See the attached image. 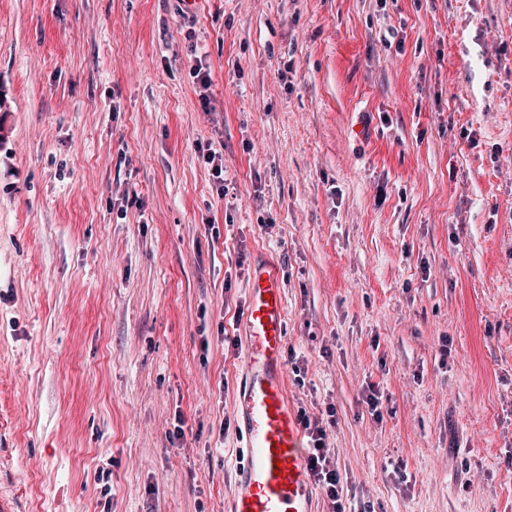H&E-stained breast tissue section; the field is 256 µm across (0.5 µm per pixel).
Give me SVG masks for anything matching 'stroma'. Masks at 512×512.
<instances>
[{
  "label": "stroma",
  "mask_w": 512,
  "mask_h": 512,
  "mask_svg": "<svg viewBox=\"0 0 512 512\" xmlns=\"http://www.w3.org/2000/svg\"><path fill=\"white\" fill-rule=\"evenodd\" d=\"M1 113L21 512H224L260 260L348 512H512V0H0Z\"/></svg>",
  "instance_id": "stroma-1"
}]
</instances>
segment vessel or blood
<instances>
[{"mask_svg": "<svg viewBox=\"0 0 512 512\" xmlns=\"http://www.w3.org/2000/svg\"><path fill=\"white\" fill-rule=\"evenodd\" d=\"M243 325L244 379L233 413L244 438L226 512H315L310 450L288 395L285 362L287 313L278 268L253 265Z\"/></svg>", "mask_w": 512, "mask_h": 512, "instance_id": "vessel-or-blood-1", "label": "vessel or blood"}]
</instances>
